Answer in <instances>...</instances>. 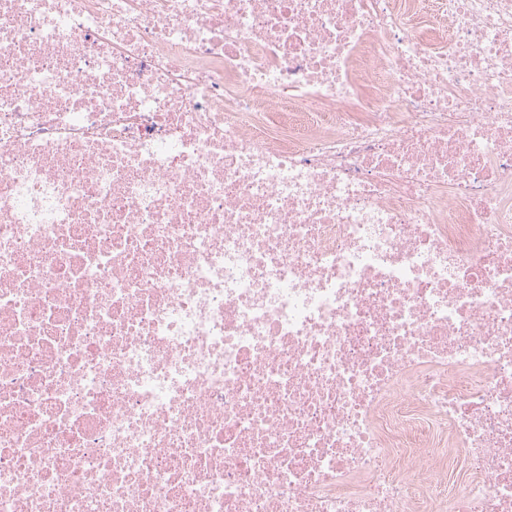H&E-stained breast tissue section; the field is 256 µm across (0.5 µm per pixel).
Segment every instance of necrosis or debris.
I'll list each match as a JSON object with an SVG mask.
<instances>
[{
	"label": "necrosis or debris",
	"mask_w": 512,
	"mask_h": 512,
	"mask_svg": "<svg viewBox=\"0 0 512 512\" xmlns=\"http://www.w3.org/2000/svg\"><path fill=\"white\" fill-rule=\"evenodd\" d=\"M0 512H512V0H0Z\"/></svg>",
	"instance_id": "4bbe7bcc"
}]
</instances>
